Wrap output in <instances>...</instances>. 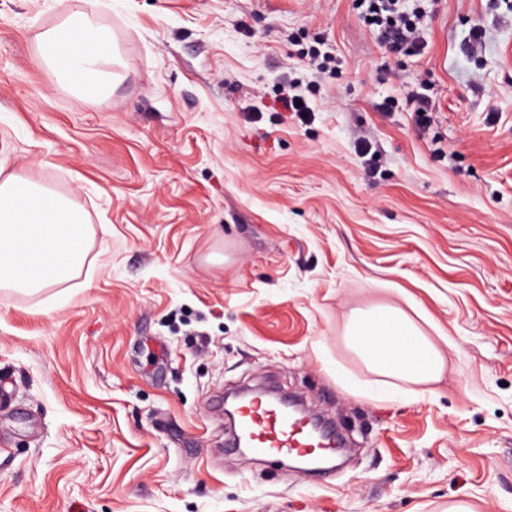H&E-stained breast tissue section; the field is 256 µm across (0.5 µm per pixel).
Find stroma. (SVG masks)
I'll use <instances>...</instances> for the list:
<instances>
[{"label": "stroma", "instance_id": "35a3bbf8", "mask_svg": "<svg viewBox=\"0 0 512 512\" xmlns=\"http://www.w3.org/2000/svg\"><path fill=\"white\" fill-rule=\"evenodd\" d=\"M420 6L397 58L357 0H0V179L88 221L73 279L0 289V512H512V0ZM74 10L100 99L40 62ZM377 306L453 342L416 397L354 387ZM270 377L346 434L325 482L225 453L217 401Z\"/></svg>", "mask_w": 512, "mask_h": 512}]
</instances>
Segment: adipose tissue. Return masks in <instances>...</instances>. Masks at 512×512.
I'll use <instances>...</instances> for the list:
<instances>
[{
    "label": "adipose tissue",
    "instance_id": "1",
    "mask_svg": "<svg viewBox=\"0 0 512 512\" xmlns=\"http://www.w3.org/2000/svg\"><path fill=\"white\" fill-rule=\"evenodd\" d=\"M40 55L61 83L82 94H100L110 78L111 41L76 11L42 34ZM86 244V215L70 198L30 179L0 180V288L34 293L71 279ZM347 336L378 375L422 383L442 370L439 348L398 308L359 313ZM386 343L397 344L398 358L378 352Z\"/></svg>",
    "mask_w": 512,
    "mask_h": 512
}]
</instances>
